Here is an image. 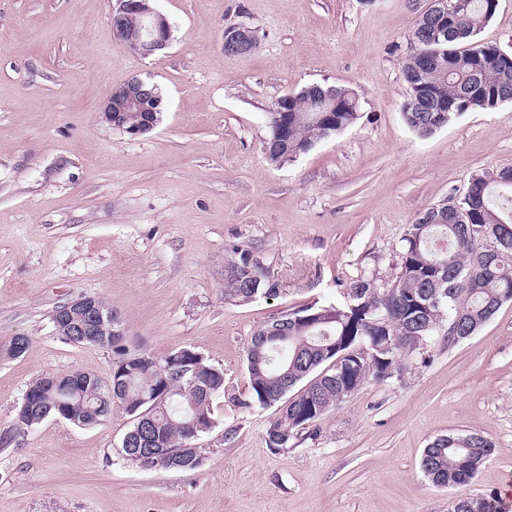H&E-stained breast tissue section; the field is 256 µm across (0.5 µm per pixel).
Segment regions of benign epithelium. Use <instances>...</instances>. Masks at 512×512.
<instances>
[{
	"mask_svg": "<svg viewBox=\"0 0 512 512\" xmlns=\"http://www.w3.org/2000/svg\"><path fill=\"white\" fill-rule=\"evenodd\" d=\"M118 7L112 11L111 24L116 36L131 50L144 55H152L165 49L171 40V26L166 16L156 9L142 10L141 0H117ZM429 16L433 24V36L437 39L448 37V20L452 9L448 0H431ZM224 46L233 55L251 52L255 43L249 29L236 28L224 34ZM153 98L152 91L138 79L126 82L113 90L111 97L101 109V119L110 127L130 136H138L155 127L149 118L136 126H128L123 112L136 100ZM64 315L56 321L58 330L72 336L92 340L98 336L122 335L116 329L117 319L112 313H103L95 306L90 296L63 304Z\"/></svg>",
	"mask_w": 512,
	"mask_h": 512,
	"instance_id": "7a95c632",
	"label": "benign epithelium"
}]
</instances>
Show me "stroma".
Here are the masks:
<instances>
[{"instance_id": "1", "label": "stroma", "mask_w": 512, "mask_h": 512, "mask_svg": "<svg viewBox=\"0 0 512 512\" xmlns=\"http://www.w3.org/2000/svg\"><path fill=\"white\" fill-rule=\"evenodd\" d=\"M115 0H0V512H451L503 502L512 485V302L454 345L429 341L402 373L368 380L288 448L278 406L244 410L254 332L293 307L344 304L351 282L394 277L407 224L512 167V102L422 136L402 115V65L430 0H152L172 26L144 57L114 33ZM255 49L224 52V29ZM157 82L162 120L132 137L99 112L128 79ZM311 84L352 89L358 122L281 166L266 160L275 101ZM251 251L276 295H224V266ZM111 305L120 349L57 334L59 305ZM190 348L224 372L217 424L195 470L144 469L120 446L114 410L93 426L48 419L16 433L36 378L109 380L121 354ZM478 433L493 454L475 477L432 486L424 448Z\"/></svg>"}]
</instances>
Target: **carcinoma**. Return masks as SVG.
I'll return each mask as SVG.
<instances>
[{"label":"carcinoma","instance_id":"obj_1","mask_svg":"<svg viewBox=\"0 0 512 512\" xmlns=\"http://www.w3.org/2000/svg\"><path fill=\"white\" fill-rule=\"evenodd\" d=\"M455 12L448 40L435 41L415 24L414 48L403 63L407 86L448 105L446 112H420L402 106L405 123L422 136L448 126L464 112L491 110L512 101V82L502 80L503 69L512 75V60L498 46L475 40L495 15L498 0H453ZM435 57L439 65L419 69L418 53ZM318 86L294 94L288 113V133L277 138L276 113L269 112L266 159L273 165L290 162L315 144L351 126L360 118L358 97L338 87L342 111L336 121H325L316 99ZM464 221L436 220L432 208L407 225L398 271L388 285L363 276L349 285L344 305L308 304L289 309L277 319L288 321V340L264 341L268 327L258 329L247 352L250 392L239 407L281 404L280 415L267 430L269 447H288L294 432L320 420L346 398L343 389L360 388L367 380H384L399 370L400 362L420 350L419 344L435 336L452 345L460 336L474 334L475 325L489 321L501 306L512 301V168L471 178L467 192L458 198ZM505 239L511 246L487 257L479 238ZM248 250L224 270V288L242 299L276 294V284L256 268ZM377 347L376 355H358L361 345ZM340 360L341 367L331 366ZM310 384L285 401V387L307 377ZM110 383L121 387L117 400H105L108 385L85 373L39 377L28 386L15 408L14 428L22 432L54 417L56 409L69 410L67 422L91 426L119 407L129 416L144 410L141 397L154 395L152 421L167 453L145 461L122 450L126 460L144 468L169 469L172 454L180 456L181 469L202 464V449L189 443L213 428V399L224 392L223 370L188 348L155 357L145 364L128 357L113 370ZM494 451L491 441L478 434L442 436L424 449L421 468L437 487H450L474 477ZM453 512H496L494 500L480 497L461 502Z\"/></svg>","mask_w":512,"mask_h":512}]
</instances>
